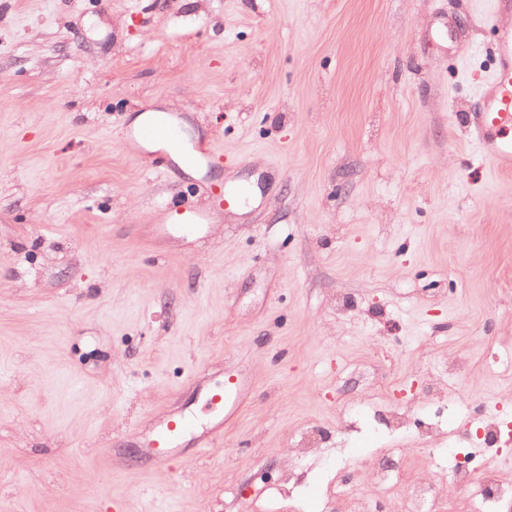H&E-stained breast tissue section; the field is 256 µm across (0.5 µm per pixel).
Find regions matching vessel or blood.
I'll return each instance as SVG.
<instances>
[{
  "mask_svg": "<svg viewBox=\"0 0 512 512\" xmlns=\"http://www.w3.org/2000/svg\"><path fill=\"white\" fill-rule=\"evenodd\" d=\"M484 26L495 28L492 66L480 91V104L468 124L471 140L480 149L483 160L496 170L512 167V0H494V12L484 17ZM183 117L172 112H159L137 126L125 130L124 143L144 146V160L152 167L164 168L166 157L161 148L180 140ZM219 149L215 137L184 148L182 160L195 166L215 161ZM242 380L225 376L223 384L210 388L206 403L215 412L232 416L238 409ZM189 423L172 419L163 423L146 450L148 462L163 467L176 461L177 444L188 431Z\"/></svg>",
  "mask_w": 512,
  "mask_h": 512,
  "instance_id": "b4317fda",
  "label": "vessel or blood"
}]
</instances>
